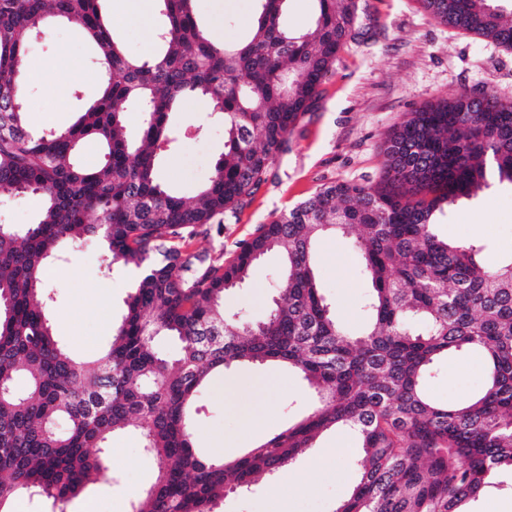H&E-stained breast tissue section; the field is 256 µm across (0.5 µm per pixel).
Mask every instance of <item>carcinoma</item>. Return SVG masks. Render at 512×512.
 <instances>
[{
    "mask_svg": "<svg viewBox=\"0 0 512 512\" xmlns=\"http://www.w3.org/2000/svg\"><path fill=\"white\" fill-rule=\"evenodd\" d=\"M101 0H0V192L43 199L38 219L0 225V504L20 493L64 505L109 470L107 442L135 431L157 467L131 512H214L224 492L280 473L331 427L354 432L363 457L336 512H463L512 470V256L435 232L437 214L493 181L512 186V102L481 92L408 113L384 143L378 183H331L260 225L232 259L188 252L239 218L299 119L354 38L356 0H313L311 25L285 23L288 0H255L245 40L221 43L195 0H159L160 49L137 58L113 36ZM440 22L512 51V0H420ZM50 19L77 25L106 74L98 97L66 129L31 130L23 81L28 44ZM205 100L224 122V152L192 200L166 187L158 160L169 113ZM141 116L140 142L125 115ZM87 140L99 161L77 151ZM352 238L368 284L358 334L322 293L316 247ZM99 242L104 271H137L112 343L77 361L56 338L44 269L64 243ZM282 256L281 287L252 322L226 314V294L259 260ZM178 337L170 360L156 337ZM477 354L476 399L444 404L425 384L440 361ZM275 363L307 382L316 405L241 457L203 455L192 409L216 377ZM25 387L18 386V380Z\"/></svg>",
    "mask_w": 512,
    "mask_h": 512,
    "instance_id": "cac0c4a2",
    "label": "carcinoma"
}]
</instances>
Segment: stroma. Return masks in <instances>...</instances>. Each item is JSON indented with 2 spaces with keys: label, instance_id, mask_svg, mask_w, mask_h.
<instances>
[{
  "label": "stroma",
  "instance_id": "1",
  "mask_svg": "<svg viewBox=\"0 0 512 512\" xmlns=\"http://www.w3.org/2000/svg\"><path fill=\"white\" fill-rule=\"evenodd\" d=\"M253 9L254 0L195 2L202 26L227 43L243 36ZM101 11L114 35L136 57L148 55L149 32L165 23L161 12L145 21L120 8L118 0H102ZM96 55L94 43L79 30L56 23L29 46L24 101L31 128L68 127L84 104L97 98L104 76ZM60 83L72 90L63 100L53 93ZM483 90L512 100V51L440 23L419 0H358L356 34L326 76L316 107L297 125L287 152L273 163L267 181L238 221L225 225L222 233L196 237L193 250L220 247L232 255L259 225L322 185L376 182L385 137L407 113L441 97ZM171 127L174 142L159 162L160 177L170 189L191 198L224 150V125L204 100L192 99L172 112ZM436 231L453 242H482L490 264L511 255L512 185L494 183L476 197L459 200L439 215ZM279 266L278 256L268 255L251 281L228 296L226 312L246 319L262 317L277 287ZM317 270L337 318L349 331H359L366 322V288L351 242L331 238L321 243ZM134 279L133 270L118 265L104 273L96 255L70 246L47 267L55 333L72 357L86 360L108 348ZM483 376L479 356L445 360L428 381L427 392L439 402H464L477 394ZM203 404L196 434L200 450L212 454L229 448L238 456L307 414L313 398L301 377L267 365L226 370L223 385H211ZM330 448L340 451L332 469L310 471V458ZM108 453L111 480L89 484L65 505V512H130L134 499L153 482L154 467L136 434H114ZM362 456L354 434L326 430L307 455L291 465L302 476L303 490L288 489L281 477L264 476L250 490L225 493L217 512H335L355 485ZM465 509L512 512V472H498L493 486Z\"/></svg>",
  "mask_w": 512,
  "mask_h": 512
}]
</instances>
